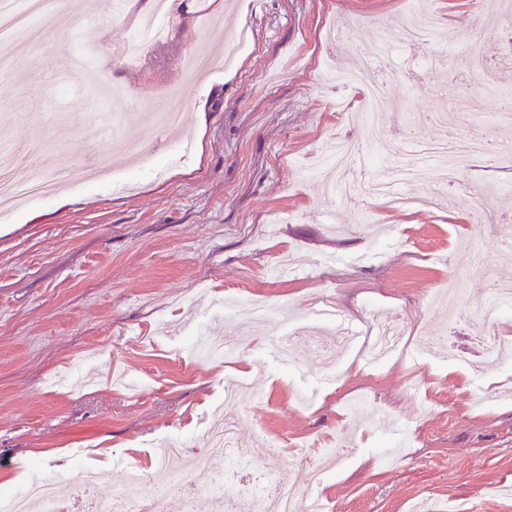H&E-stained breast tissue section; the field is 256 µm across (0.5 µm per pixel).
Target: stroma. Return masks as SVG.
Listing matches in <instances>:
<instances>
[{"label": "stroma", "instance_id": "1", "mask_svg": "<svg viewBox=\"0 0 512 512\" xmlns=\"http://www.w3.org/2000/svg\"><path fill=\"white\" fill-rule=\"evenodd\" d=\"M62 0L57 23H86L112 33L97 73L130 95L121 136L146 150L159 140L140 114L160 92L179 89L186 159L171 152L133 164L114 153L107 132L83 124L98 111L97 88L72 64L80 46L53 32L0 44L13 65L0 70V148L20 165L46 156L60 167L106 154L116 179L89 172L79 186L54 190L0 220V490L35 478L76 489L81 470L96 472L99 496L129 490L125 465L156 473L154 450L166 442L205 445L215 409L231 380L258 395L236 404L246 448L279 463L301 500L324 498L333 512H512L501 481L512 479V358L491 372L460 370L427 349L438 328L437 289L456 283L465 302L448 323L450 343L478 352L483 336H512V313L491 321L494 285L512 286V151L468 163L472 187L434 200L436 180L412 186L415 204L375 207L357 224L348 206L326 200L318 164L324 139L359 136L338 104L350 90L325 71L374 52V25L399 39L408 0H224L232 23L202 22L197 0H178L180 28L146 48L132 65L123 36L144 0L115 13L112 0ZM440 29L434 47H453L458 80L411 82L389 76V107L377 121L400 160L407 142L448 132L512 143L500 100L512 96V0H422ZM349 31L332 48L328 35ZM212 50L220 67L191 71L187 56ZM497 60L498 97L467 103L463 83L473 61ZM486 205L494 223L476 227L469 213ZM484 249L487 268L467 264V244ZM235 303L225 317L241 325L234 355L218 359L189 345L213 339L205 298ZM330 305L361 333L377 313L405 322L408 343L381 364L357 349L326 363L304 341L288 359L272 357V335L305 327ZM342 453L321 481L309 465L320 439ZM215 472L241 499L261 483V469L228 470L207 456L189 475Z\"/></svg>", "mask_w": 512, "mask_h": 512}]
</instances>
